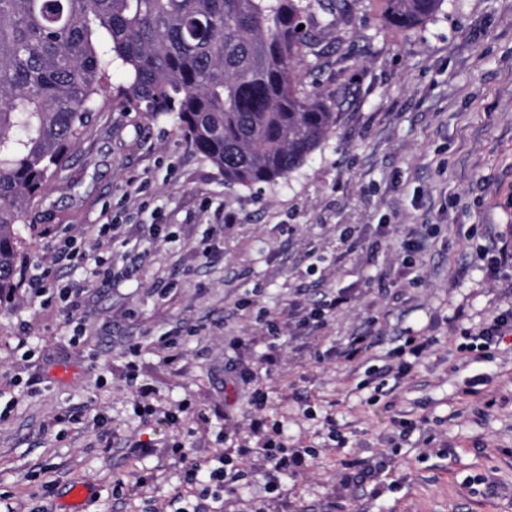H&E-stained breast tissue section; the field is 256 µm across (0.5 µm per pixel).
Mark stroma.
Returning a JSON list of instances; mask_svg holds the SVG:
<instances>
[{"mask_svg":"<svg viewBox=\"0 0 512 512\" xmlns=\"http://www.w3.org/2000/svg\"><path fill=\"white\" fill-rule=\"evenodd\" d=\"M352 15L302 78L335 101L336 129L276 183L226 185L166 117L92 116L23 216L28 260L0 305L1 505L512 512V338L469 346L512 311V263L497 261L512 249V0H444L411 31L379 0ZM108 221L116 236L98 241ZM415 238L425 252L409 251ZM63 288L80 289L77 309ZM333 290L347 304L298 327ZM271 324L282 347L268 364ZM363 333L360 364L339 363ZM422 335L430 351L401 372L397 349ZM248 368L268 395L259 410ZM143 390L153 414L134 408ZM256 414L316 459L273 493L254 459L218 498L184 482L172 443L210 470L257 444ZM370 336L360 334L348 338L346 344L341 348L338 357L345 365L358 361L370 348Z\"/></svg>","mask_w":512,"mask_h":512,"instance_id":"1","label":"stroma"}]
</instances>
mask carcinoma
Here are the masks:
<instances>
[{"mask_svg": "<svg viewBox=\"0 0 512 512\" xmlns=\"http://www.w3.org/2000/svg\"><path fill=\"white\" fill-rule=\"evenodd\" d=\"M442 4L383 0V13L412 30ZM350 12L348 0H0V302L18 288L25 209L107 106L168 117L227 185L302 167L336 104L300 67ZM114 69L125 83L112 99Z\"/></svg>", "mask_w": 512, "mask_h": 512, "instance_id": "1", "label": "carcinoma"}]
</instances>
